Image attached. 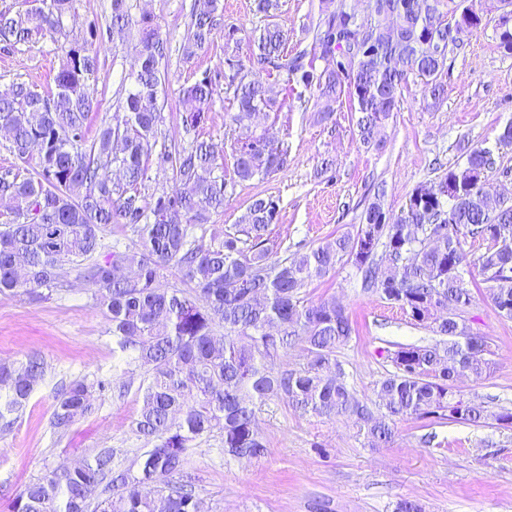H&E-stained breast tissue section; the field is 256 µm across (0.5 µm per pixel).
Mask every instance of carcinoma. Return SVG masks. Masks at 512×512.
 <instances>
[{
    "label": "carcinoma",
    "instance_id": "obj_1",
    "mask_svg": "<svg viewBox=\"0 0 512 512\" xmlns=\"http://www.w3.org/2000/svg\"><path fill=\"white\" fill-rule=\"evenodd\" d=\"M221 0H193L191 28L180 46L190 60L212 42ZM436 0H369L358 16L327 0L303 48L288 50L289 34L272 20L276 0H257L265 17L241 57L238 29L224 30V61L235 73L224 80L235 110L228 113L233 157L231 179L211 143L159 139L162 63L169 48L153 19L134 18L125 0H112L107 32L135 30L132 89L112 122L87 137L93 109L89 80L95 63L86 50L71 47L54 78L55 91L42 95L23 83L0 93V128L26 160L41 140L32 169L0 172V196L13 210L0 219V297L61 288L68 270L83 267L112 324V350L130 351L145 370L139 384L142 406L135 428L146 448L130 464H114V451L100 449L73 468L54 469L29 480L11 501V512H203L196 490L182 482L191 441L218 433L224 453L258 459L267 441L256 424V407L277 396L295 411L345 418L375 447L390 446L397 422L450 420L479 425L482 402L453 400L451 383L464 371L475 379L495 362L488 344L468 330L465 314L474 301L463 277L470 243L483 249L480 273L491 283L499 316L512 320V203L485 190L496 165L493 153L473 148L462 166L438 182L422 183L397 215L385 211L377 188L354 232L310 250L278 252L268 247L269 226L280 200L258 196L224 237L204 248L195 230L224 208L228 185L262 181L282 170L288 150L267 136L259 116L281 111L288 95H309L329 119L348 97L358 113L363 145L385 146L381 130L393 118L409 79L419 78L438 100V75L448 50L461 35L479 29L483 17L472 0H448V17ZM73 0H43L15 14L0 13V41L14 47L64 34ZM499 45L512 53V10L498 19ZM330 65L319 67L318 62ZM302 91H297V88ZM217 94L205 73L179 93L186 132L197 129ZM177 184L170 193L147 195L153 151ZM455 187L448 200L441 187ZM121 224L132 245L110 253L123 273L115 274L95 255L105 245L101 232ZM383 252H378V248ZM350 263L363 274L364 291L406 313L416 326L442 337L435 344L393 343V370L361 398L348 385L336 351L352 337L345 309L334 300L311 301L314 281ZM175 265L190 288L158 286ZM300 348L305 364L288 369L281 355ZM42 358L33 353L0 363V425L8 427L43 380ZM95 385L75 380L61 387L52 425L67 431L92 409Z\"/></svg>",
    "mask_w": 512,
    "mask_h": 512
}]
</instances>
